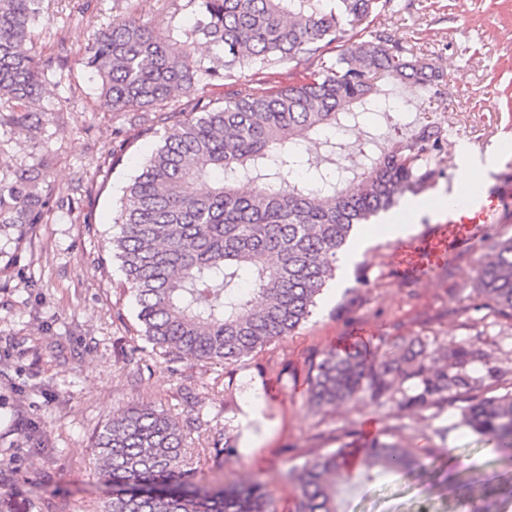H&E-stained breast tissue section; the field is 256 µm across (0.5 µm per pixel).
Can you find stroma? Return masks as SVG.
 I'll use <instances>...</instances> for the list:
<instances>
[{"label":"stroma","instance_id":"1","mask_svg":"<svg viewBox=\"0 0 512 512\" xmlns=\"http://www.w3.org/2000/svg\"><path fill=\"white\" fill-rule=\"evenodd\" d=\"M197 0H49L50 26L38 31L33 51L47 55L58 44L79 51L113 19L136 13L180 46L199 16ZM442 77L443 98L419 86L381 77L387 95L405 102L398 128L383 121L347 132L350 145L376 138L380 147L438 123L446 140H462L479 156L491 155V171L512 182V0H389L381 18ZM98 78L78 59L41 105L47 111L37 139L0 129V180L50 158L47 180L58 200L27 237L0 230V491H30L40 512H71L79 500L106 499L95 474L92 439L114 413L136 405L163 407L175 420L187 417L186 396L198 399L209 430L188 442L197 483L259 479L268 483L277 512H292L295 490L280 471L315 453L339 448L347 426L376 433L385 409L350 404L332 413L308 402L312 356L364 328L383 336H418L430 345L475 342L493 349L512 368V323L497 317L473 293L468 274L481 254L467 245L449 254L450 270L427 277L398 270L381 221L358 259L338 267L336 279L317 299L308 321L225 371L223 365L185 359L175 363L163 349L151 351L138 379H131L124 351L142 344L133 300L118 289L121 278L108 240L113 204L136 163L155 144L142 131L150 112H100ZM124 149L123 161L106 159ZM94 223H84L85 214ZM234 385L233 395L224 388ZM436 429L431 445L439 466L488 474L506 471L489 445L459 424L448 406L425 412ZM230 429L229 472L214 470L213 432ZM437 475L421 483L388 477L349 501V512H414L428 500L431 512H464L460 498L443 501Z\"/></svg>","mask_w":512,"mask_h":512}]
</instances>
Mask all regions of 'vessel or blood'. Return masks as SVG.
Returning a JSON list of instances; mask_svg holds the SVG:
<instances>
[{
    "instance_id": "1",
    "label": "vessel or blood",
    "mask_w": 512,
    "mask_h": 512,
    "mask_svg": "<svg viewBox=\"0 0 512 512\" xmlns=\"http://www.w3.org/2000/svg\"><path fill=\"white\" fill-rule=\"evenodd\" d=\"M512 199V185L497 183L463 205L441 212L438 223L425 232L397 238L393 258L398 266L411 274L425 276L442 265L449 252L477 235L491 216L501 223L512 221V212L504 204Z\"/></svg>"
}]
</instances>
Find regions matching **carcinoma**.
<instances>
[{"label":"carcinoma","mask_w":512,"mask_h":512,"mask_svg":"<svg viewBox=\"0 0 512 512\" xmlns=\"http://www.w3.org/2000/svg\"><path fill=\"white\" fill-rule=\"evenodd\" d=\"M45 0H0V128L36 139L33 106L61 81L65 47L39 58L28 48ZM387 0H201V18L180 50L135 16L112 20L80 52L100 80L106 112H149L178 91L180 108L162 112L163 127L119 200L110 247L118 287L135 300L140 336L174 361L237 366L285 339L307 320L336 276L338 255L354 227L417 195L444 174L447 147L427 126L375 155L353 152L342 132L370 113L403 108L378 97L386 75L430 85L439 81L386 27L348 33L379 17ZM216 50L219 67H202L195 38ZM288 67V82L254 88L244 70ZM225 82L217 101L196 93L200 75ZM45 158L0 183V222L26 231L48 204ZM472 279L484 305L512 322V236L482 239ZM485 369L475 375L473 366ZM509 373L476 343L428 346L408 336H381L370 350L350 342L311 361L310 403L319 412L367 401L387 408V424L333 452L318 453L282 478L295 485L294 512H347L348 497L387 476L419 480L431 456L430 436L412 422L422 412L461 402L460 424L512 462V391L488 395ZM200 418L182 425L153 405L121 413L93 443L94 470L112 496L87 512H275L266 484L196 486L187 438ZM492 476L459 477L465 512L494 507ZM36 501L0 493V512H33Z\"/></svg>","instance_id":"1"}]
</instances>
